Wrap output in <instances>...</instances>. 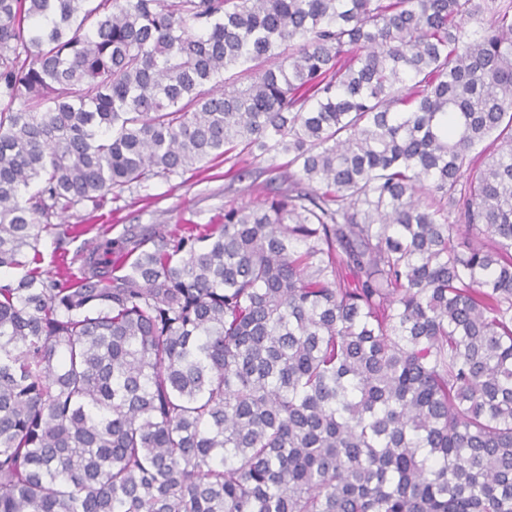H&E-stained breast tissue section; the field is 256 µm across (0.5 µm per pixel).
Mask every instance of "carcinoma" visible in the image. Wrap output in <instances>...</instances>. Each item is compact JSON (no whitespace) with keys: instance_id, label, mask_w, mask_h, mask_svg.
<instances>
[{"instance_id":"carcinoma-1","label":"carcinoma","mask_w":512,"mask_h":512,"mask_svg":"<svg viewBox=\"0 0 512 512\" xmlns=\"http://www.w3.org/2000/svg\"><path fill=\"white\" fill-rule=\"evenodd\" d=\"M238 149L295 172L31 267ZM3 267L0 512H512V0H0ZM237 160L238 167L251 172L243 185L251 183L252 187L245 193L227 188L229 179L224 173L234 159L224 163L223 157L199 172L155 177L140 185L115 189L98 208L90 204L72 207L61 218L52 219L53 225L43 233L37 247L39 271L45 278L55 277L54 260L61 254L78 273L83 258L103 233L112 239L132 237L143 241L158 233L179 237L187 231L184 228L196 224L201 229L207 224H222L225 207H257L268 192L269 179L279 172L288 173V156L266 162L242 153ZM272 163L281 166L280 170L268 172Z\"/></svg>"}]
</instances>
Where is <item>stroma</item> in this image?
I'll return each mask as SVG.
<instances>
[{"label":"stroma","instance_id":"stroma-1","mask_svg":"<svg viewBox=\"0 0 512 512\" xmlns=\"http://www.w3.org/2000/svg\"><path fill=\"white\" fill-rule=\"evenodd\" d=\"M241 167L250 171L251 189L230 190L227 163L215 160L204 170L170 177H155L142 184L113 190L99 207L79 204L55 219L38 244V269L55 276V259L65 256L72 271H79L97 237L146 240L155 234H183L186 227L220 224L229 206L256 207L267 194L271 177L267 162L240 154Z\"/></svg>","mask_w":512,"mask_h":512}]
</instances>
